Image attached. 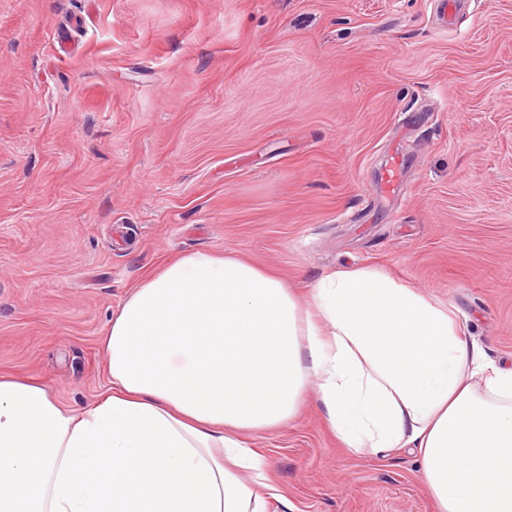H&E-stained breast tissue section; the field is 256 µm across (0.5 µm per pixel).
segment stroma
<instances>
[{"label": "stroma", "mask_w": 512, "mask_h": 512, "mask_svg": "<svg viewBox=\"0 0 512 512\" xmlns=\"http://www.w3.org/2000/svg\"><path fill=\"white\" fill-rule=\"evenodd\" d=\"M436 6L0 0V374L88 407L113 313L192 252L303 296L389 273L512 362V0ZM253 446L267 512H436L413 456L350 453L315 400Z\"/></svg>", "instance_id": "1"}]
</instances>
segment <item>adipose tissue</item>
<instances>
[{"label":"adipose tissue","instance_id":"obj_1","mask_svg":"<svg viewBox=\"0 0 512 512\" xmlns=\"http://www.w3.org/2000/svg\"><path fill=\"white\" fill-rule=\"evenodd\" d=\"M103 346L108 392L78 414L0 374V512H266L251 442L310 389L352 453L409 449L438 512H512V368L383 272L327 275L305 304L244 259L188 254Z\"/></svg>","mask_w":512,"mask_h":512}]
</instances>
